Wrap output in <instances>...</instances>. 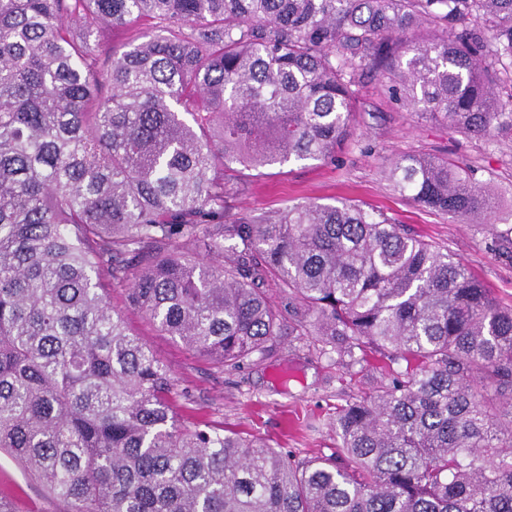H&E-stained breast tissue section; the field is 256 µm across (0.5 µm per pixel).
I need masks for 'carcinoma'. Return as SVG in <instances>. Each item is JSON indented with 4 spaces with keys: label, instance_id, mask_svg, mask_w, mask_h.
<instances>
[{
    "label": "carcinoma",
    "instance_id": "cac0c4a2",
    "mask_svg": "<svg viewBox=\"0 0 512 512\" xmlns=\"http://www.w3.org/2000/svg\"><path fill=\"white\" fill-rule=\"evenodd\" d=\"M102 28L126 42L102 52ZM364 69L512 141V0H0V451L69 512H512V308L378 209L230 214L228 173L336 159ZM387 177L491 222L474 168L407 154ZM269 279L338 356L406 362L338 411L334 456L180 422L104 287L236 368L304 327Z\"/></svg>",
    "mask_w": 512,
    "mask_h": 512
}]
</instances>
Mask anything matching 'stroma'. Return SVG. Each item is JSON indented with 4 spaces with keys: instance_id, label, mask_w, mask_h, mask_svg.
<instances>
[{
    "instance_id": "stroma-1",
    "label": "stroma",
    "mask_w": 512,
    "mask_h": 512,
    "mask_svg": "<svg viewBox=\"0 0 512 512\" xmlns=\"http://www.w3.org/2000/svg\"><path fill=\"white\" fill-rule=\"evenodd\" d=\"M354 92V130L335 162H290L249 175L236 210L265 216L304 199L327 203L336 197L383 209L411 233L454 254L487 282L500 305L512 307V258L490 248L495 237L512 232V143L454 134L421 119L393 103L370 73L359 77ZM414 153H445L458 166L479 167L496 197L495 223H462L398 192L385 176L388 162ZM128 322L166 365L173 405L185 422L235 430L298 459L334 454L338 409L392 379L385 361L348 364L310 335L275 337L266 357L225 370L164 336L141 314H129ZM0 495L15 512L65 509L4 452Z\"/></svg>"
}]
</instances>
